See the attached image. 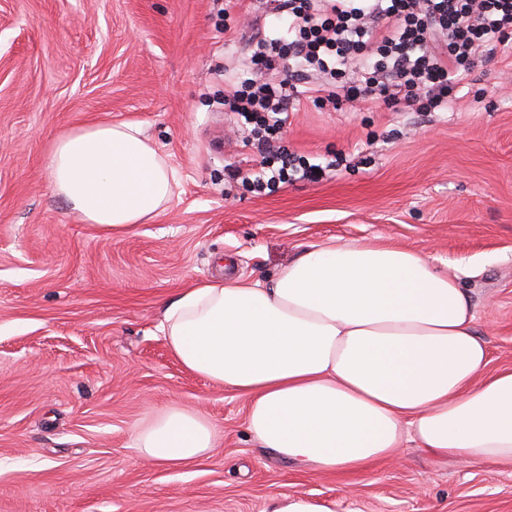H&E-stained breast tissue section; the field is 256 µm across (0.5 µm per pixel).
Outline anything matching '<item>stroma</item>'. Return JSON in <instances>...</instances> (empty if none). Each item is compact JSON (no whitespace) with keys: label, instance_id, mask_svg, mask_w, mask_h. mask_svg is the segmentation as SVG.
<instances>
[{"label":"stroma","instance_id":"1","mask_svg":"<svg viewBox=\"0 0 512 512\" xmlns=\"http://www.w3.org/2000/svg\"><path fill=\"white\" fill-rule=\"evenodd\" d=\"M263 0H0V512H270L274 496L334 512H512V468L437 464L414 448L366 472H322L258 448L246 403L186 370L163 309L213 279L274 277L314 244L378 241L462 271L491 369L512 366V56L479 63L446 111L321 109L307 95L281 143L337 161L316 183L257 194L259 158L224 109L244 78L235 33ZM134 123L174 194L123 235L55 195L54 139ZM177 405L218 446L175 468L134 429Z\"/></svg>","mask_w":512,"mask_h":512}]
</instances>
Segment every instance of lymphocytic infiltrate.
<instances>
[{"mask_svg": "<svg viewBox=\"0 0 512 512\" xmlns=\"http://www.w3.org/2000/svg\"><path fill=\"white\" fill-rule=\"evenodd\" d=\"M270 11L287 20V34L256 31L250 77L224 90L261 157L258 168L230 175L263 190L320 178L272 142L298 81L311 79L314 101L337 110L439 112L481 58L512 54V0H270Z\"/></svg>", "mask_w": 512, "mask_h": 512, "instance_id": "f902f5d3", "label": "lymphocytic infiltrate"}]
</instances>
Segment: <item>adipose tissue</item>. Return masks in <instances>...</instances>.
Returning <instances> with one entry per match:
<instances>
[{
	"label": "adipose tissue",
	"mask_w": 512,
	"mask_h": 512,
	"mask_svg": "<svg viewBox=\"0 0 512 512\" xmlns=\"http://www.w3.org/2000/svg\"><path fill=\"white\" fill-rule=\"evenodd\" d=\"M47 171L72 212L118 234L155 217L175 184L126 122L61 133ZM161 330L184 368L246 399L252 439L284 461L358 472L411 443L440 462L512 468V368L489 370L459 275L420 252L316 244L271 280L186 289L165 307ZM132 441L143 459L176 467L216 436L174 406Z\"/></svg>",
	"instance_id": "adipose-tissue-1"
}]
</instances>
